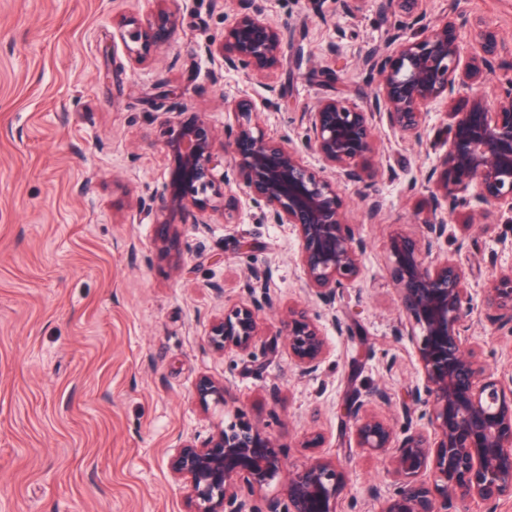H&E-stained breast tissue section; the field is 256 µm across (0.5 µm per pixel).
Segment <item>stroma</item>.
<instances>
[{
  "instance_id": "stroma-1",
  "label": "stroma",
  "mask_w": 512,
  "mask_h": 512,
  "mask_svg": "<svg viewBox=\"0 0 512 512\" xmlns=\"http://www.w3.org/2000/svg\"><path fill=\"white\" fill-rule=\"evenodd\" d=\"M183 25L174 42L132 65L116 26L145 18L153 0H0V512H186V491L168 460L182 440L203 442L218 421L242 415L281 444L287 465L315 455L347 463L338 512H379L393 487L382 460L355 448L340 407L349 390L384 388L372 410L402 428L400 401L421 376L414 347L395 340L396 293L388 235H422L429 175L448 149L444 104L430 107L421 141L379 126L367 164L392 179L342 185L344 219L366 242L364 272L332 305L309 296L298 239L242 206L235 223L208 213L206 230L183 228L184 268L156 256L152 217L168 179L164 149L171 106L232 124L225 99L263 105V84L221 70L211 53L234 14L214 0H175ZM284 26L288 52L273 83L279 108L267 133L304 143L301 114L323 97L366 101L378 91L365 54L383 51L404 14L383 0H251ZM431 24L452 21L472 47L474 19L497 31L494 68L482 91L496 101L512 86V0H422ZM383 204L375 219L363 197ZM486 230L462 235L456 221L440 252L469 273V331L489 366L512 376V330L499 329L483 301L488 283L512 266V214L493 211ZM269 272L276 310L258 313L250 354L219 352L212 319L243 299L248 266ZM305 304L331 350L300 375L280 334V310ZM354 333L337 335L336 321ZM222 380L223 409L195 398L200 376ZM321 433L320 450L303 447Z\"/></svg>"
}]
</instances>
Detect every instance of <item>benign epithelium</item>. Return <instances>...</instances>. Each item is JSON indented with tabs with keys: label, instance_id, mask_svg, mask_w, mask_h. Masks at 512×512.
Masks as SVG:
<instances>
[{
	"label": "benign epithelium",
	"instance_id": "benign-epithelium-1",
	"mask_svg": "<svg viewBox=\"0 0 512 512\" xmlns=\"http://www.w3.org/2000/svg\"><path fill=\"white\" fill-rule=\"evenodd\" d=\"M150 17L123 19L121 36L132 63H145L170 46L182 26L172 0H155ZM250 0H223L234 12L216 49L224 69L259 79L282 65L288 40L282 27L250 11ZM421 0H386L390 8L412 18L381 55L362 63L375 70L379 92L357 104L345 97L318 100L301 114L306 148L321 160L318 169L304 160L302 148L283 136L267 134L255 104L242 98L228 104L234 124L224 129V144L207 113H177L168 121L165 148L173 166L158 206L143 203L155 215L158 256L178 273L183 268L182 225L206 224L208 212L224 213L229 224L246 202L260 210L267 224H290L299 242L298 260L307 291L326 305L362 273L364 241L344 223L340 183L395 177L391 170L369 169L377 121L402 135L420 139L430 105L444 101L453 108L455 87L480 83L497 55V32L483 21L473 23L477 51L466 56L448 23L426 28ZM448 150L433 169L434 185L426 235L391 234V273L404 319L393 335L416 349L422 384L410 386L403 417H428L433 432L409 426L402 433L371 413L372 400L385 401L382 389L356 394L345 403L356 446L388 458L396 485L380 512H449L456 498L478 499L492 506L512 498V397L502 379L470 346L472 309L468 277L455 258L441 254L436 243L448 231L442 203L474 184L486 206L512 213V89L490 107L474 92L466 109L451 113ZM268 272L250 267L244 280L247 299L224 309L209 328L216 351L248 353L259 333L257 312L274 307L267 290ZM484 302L496 312L499 327L512 326V269L495 277ZM280 324L291 364L304 375L317 371L330 352L324 328L301 307H290ZM207 407L225 403L224 382L201 376L195 386ZM278 441L242 417L222 426L201 444L179 443L169 460L176 481L187 488L188 512H257L242 490L250 492L284 482V499L267 502L265 512H337L345 474L338 459L318 457L291 469ZM432 471L433 482L425 479Z\"/></svg>",
	"mask_w": 512,
	"mask_h": 512
}]
</instances>
